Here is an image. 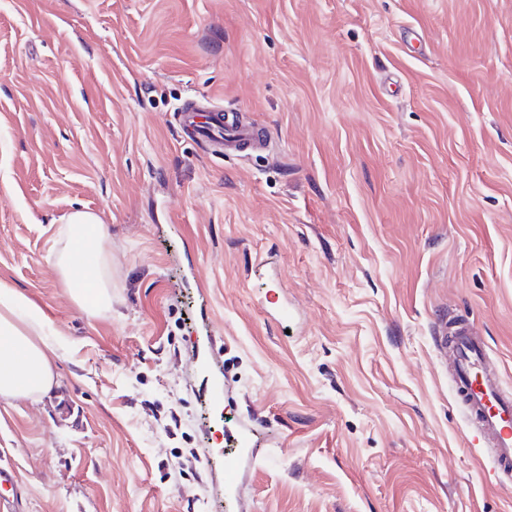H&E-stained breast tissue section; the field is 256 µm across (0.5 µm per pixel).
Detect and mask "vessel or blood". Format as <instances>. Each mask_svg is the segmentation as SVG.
I'll return each mask as SVG.
<instances>
[{
	"mask_svg": "<svg viewBox=\"0 0 512 512\" xmlns=\"http://www.w3.org/2000/svg\"><path fill=\"white\" fill-rule=\"evenodd\" d=\"M179 121L192 139L224 155L258 149L268 143L265 129L241 124L235 114L188 104ZM438 350L452 376V390L475 429L479 446L488 450L494 477L512 474V387L495 368L483 337L463 321L439 323ZM21 495L13 471L0 468V512H20Z\"/></svg>",
	"mask_w": 512,
	"mask_h": 512,
	"instance_id": "b4317fda",
	"label": "vessel or blood"
}]
</instances>
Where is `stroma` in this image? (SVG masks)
Instances as JSON below:
<instances>
[{
    "label": "stroma",
    "instance_id": "stroma-1",
    "mask_svg": "<svg viewBox=\"0 0 512 512\" xmlns=\"http://www.w3.org/2000/svg\"><path fill=\"white\" fill-rule=\"evenodd\" d=\"M77 210L102 316L54 267ZM0 281L59 342L0 401L25 512H512L435 345L475 325L512 385V0H0ZM179 121L192 139L214 146L226 156L266 147L269 139L265 129L243 125L235 114L222 109L204 110L188 104L180 110ZM65 242L55 254V265L68 294L91 316L112 308L110 255L105 247L103 223L91 211L68 215ZM79 255L80 262L75 260Z\"/></svg>",
    "mask_w": 512,
    "mask_h": 512
}]
</instances>
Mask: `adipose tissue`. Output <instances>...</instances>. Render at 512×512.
I'll return each instance as SVG.
<instances>
[{
	"label": "adipose tissue",
	"instance_id": "obj_1",
	"mask_svg": "<svg viewBox=\"0 0 512 512\" xmlns=\"http://www.w3.org/2000/svg\"><path fill=\"white\" fill-rule=\"evenodd\" d=\"M55 265L72 298L89 315L112 308L110 255L100 217L90 211L68 215ZM57 345L44 332L26 296L0 281V400L48 395L53 387Z\"/></svg>",
	"mask_w": 512,
	"mask_h": 512
}]
</instances>
